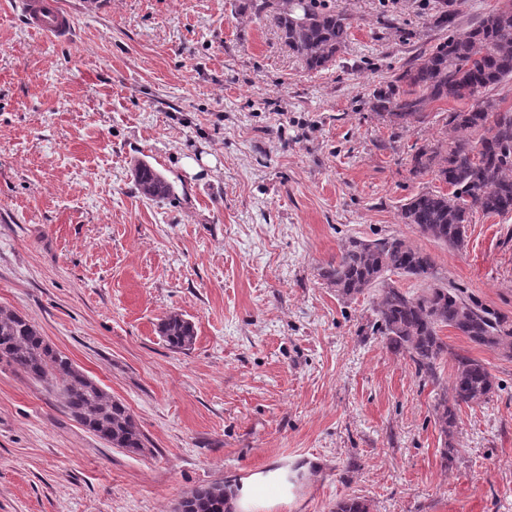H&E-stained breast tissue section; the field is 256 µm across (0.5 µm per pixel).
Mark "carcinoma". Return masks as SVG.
Masks as SVG:
<instances>
[{"label": "carcinoma", "mask_w": 512, "mask_h": 512, "mask_svg": "<svg viewBox=\"0 0 512 512\" xmlns=\"http://www.w3.org/2000/svg\"><path fill=\"white\" fill-rule=\"evenodd\" d=\"M299 2L303 21L290 10L278 13L280 38L307 70L326 69L352 35L350 18L327 0ZM510 82L512 0L494 5L466 31L452 32L421 51L392 84L373 92L371 108L377 120L398 128L425 123L427 109L435 102L460 104L444 117L445 136L411 154L415 173L431 174L448 186L446 193L420 191L401 206L403 222L421 235L459 250L475 213L512 214V108H502L503 89ZM136 178L148 198L163 199L173 192L147 163L138 166ZM433 267L429 253L393 235L349 240L336 259L321 268L320 276L346 299L375 291L371 331L383 336L393 352L407 356L416 373L436 380L440 361L452 356L451 391H443L434 405L446 461L455 451L451 437L457 406L488 402L495 381L482 361L448 351L441 332L451 328L478 346L509 356L512 325L459 288L433 285L414 294L392 279L427 277ZM159 329L175 350L188 349L195 339L194 324L176 312L168 314ZM3 360L35 380L52 378L70 415L112 447L137 453L146 448V437L128 407L53 349L28 319L6 308H0ZM234 496L226 484L199 488L181 501L179 512H232ZM336 512H369V505L353 496L339 501Z\"/></svg>", "instance_id": "1"}]
</instances>
